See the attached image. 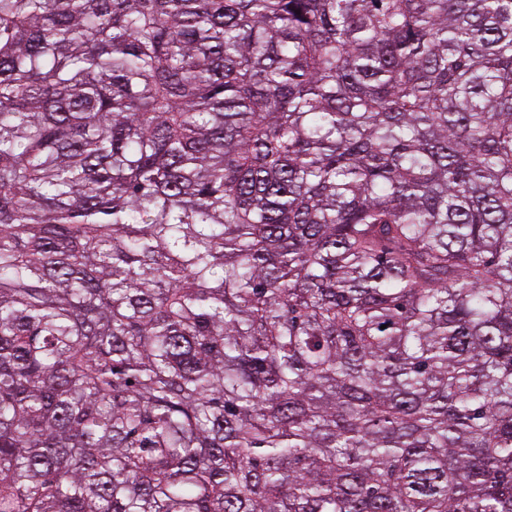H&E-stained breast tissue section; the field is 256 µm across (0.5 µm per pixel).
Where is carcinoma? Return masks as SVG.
<instances>
[{"instance_id":"cac0c4a2","label":"carcinoma","mask_w":512,"mask_h":512,"mask_svg":"<svg viewBox=\"0 0 512 512\" xmlns=\"http://www.w3.org/2000/svg\"><path fill=\"white\" fill-rule=\"evenodd\" d=\"M0 512H512V0H0Z\"/></svg>"}]
</instances>
